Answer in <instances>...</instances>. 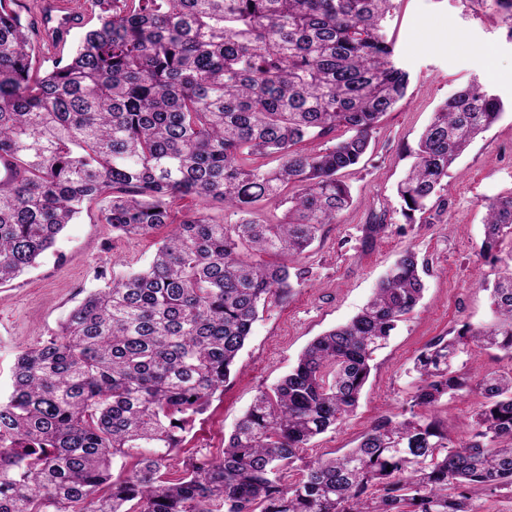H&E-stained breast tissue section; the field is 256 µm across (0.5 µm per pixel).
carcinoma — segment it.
I'll return each mask as SVG.
<instances>
[{"label": "carcinoma", "instance_id": "obj_1", "mask_svg": "<svg viewBox=\"0 0 512 512\" xmlns=\"http://www.w3.org/2000/svg\"><path fill=\"white\" fill-rule=\"evenodd\" d=\"M14 2L0 0V285L92 203L118 236L170 230L146 267L100 271L104 286L18 357L0 398V512H476L475 496L512 487V368L476 365L478 349L512 359V193L487 203L479 247L501 268L494 320L427 343L401 413L340 454L302 456L354 412L373 354L422 299L429 262L411 249L259 392L219 455L169 472L259 311L307 279L303 255L352 202L343 173L405 96L383 29L395 0H93L98 24L42 76ZM503 112L476 81L438 107L398 185L406 216ZM339 127L321 151L294 149ZM177 196L235 221L204 207L176 221ZM264 202L283 217L263 218ZM464 391L484 402L458 442L438 409Z\"/></svg>", "mask_w": 512, "mask_h": 512}]
</instances>
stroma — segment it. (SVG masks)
Returning a JSON list of instances; mask_svg holds the SVG:
<instances>
[{
    "label": "stroma",
    "instance_id": "obj_1",
    "mask_svg": "<svg viewBox=\"0 0 512 512\" xmlns=\"http://www.w3.org/2000/svg\"><path fill=\"white\" fill-rule=\"evenodd\" d=\"M66 6L80 22L50 51L43 43L37 0L14 4L29 27L33 64L40 72L67 58L82 33L97 23L91 0H67ZM385 32L394 44L395 63L410 74L406 96L381 118L369 154L347 174L354 203L305 254L308 279L285 303L260 312L234 376L198 416L189 451L219 454L259 389L277 384L313 337L352 318L405 249L429 262L423 299L376 352V368L355 412L318 436L305 452L307 459L353 447L380 417L400 411L412 389L413 360L433 338L492 318L488 286L498 269L480 257L479 246L485 202L512 191V26L481 0H399ZM473 81L511 109L450 168L439 193L448 204L444 217L430 210L407 222L397 184L413 162L411 150L436 107ZM376 215L387 229L367 247L362 228ZM158 242L155 235H113L92 206L66 227L54 251L0 285V396L10 390L17 356L58 330L84 296L100 287L101 270L117 262L145 266ZM481 401L475 392L442 401L439 416L454 439L467 438Z\"/></svg>",
    "mask_w": 512,
    "mask_h": 512
}]
</instances>
